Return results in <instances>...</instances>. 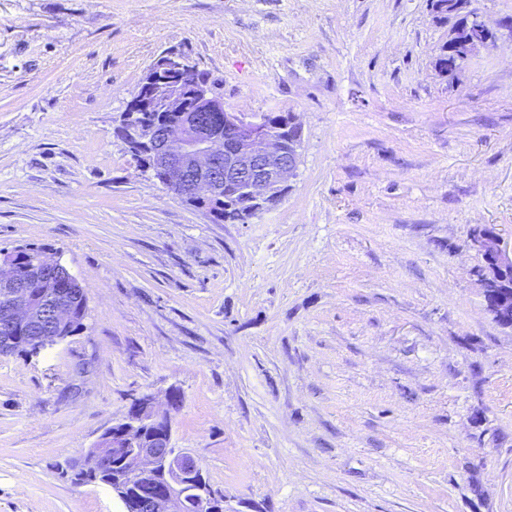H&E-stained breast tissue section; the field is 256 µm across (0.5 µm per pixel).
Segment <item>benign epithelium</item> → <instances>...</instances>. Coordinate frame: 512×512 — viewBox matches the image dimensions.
I'll use <instances>...</instances> for the list:
<instances>
[{
	"label": "benign epithelium",
	"instance_id": "7a95c632",
	"mask_svg": "<svg viewBox=\"0 0 512 512\" xmlns=\"http://www.w3.org/2000/svg\"><path fill=\"white\" fill-rule=\"evenodd\" d=\"M454 35L439 63L442 69L448 63L462 64L494 39V32L477 19ZM189 74L184 57L173 52L160 56L147 71L138 95L120 119L132 152L147 158L146 167L156 179L202 205L223 199L224 190L232 186L245 212L255 215L272 209L300 163L302 129L296 115L273 126L265 113L231 112L208 84L190 79ZM219 126L224 128L222 136L216 133ZM472 242L491 268L512 270V250L503 246L497 231L480 227ZM32 271L42 287H56L54 260L42 259ZM0 289L10 296L4 309L6 323L42 327L31 355L66 340L57 331L73 315L70 304L54 296L33 305L30 289L9 263L0 266ZM483 297L493 318L512 327V289L497 284L483 289ZM175 396L176 391L169 392L163 406L153 396H143L112 424V440L122 442L128 451L127 485L112 486V495L123 503L126 487L149 481L150 494L140 505L147 512H211L213 495L207 487L199 489L194 502L185 499L195 484L198 464L193 455L173 444Z\"/></svg>",
	"mask_w": 512,
	"mask_h": 512
}]
</instances>
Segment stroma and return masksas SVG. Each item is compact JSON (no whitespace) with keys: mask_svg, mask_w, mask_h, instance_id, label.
I'll list each match as a JSON object with an SVG mask.
<instances>
[{"mask_svg":"<svg viewBox=\"0 0 512 512\" xmlns=\"http://www.w3.org/2000/svg\"><path fill=\"white\" fill-rule=\"evenodd\" d=\"M0 0V249L47 245L84 329L0 357V512H122L73 486L146 394L224 512H512V0ZM478 16L497 39L438 59ZM175 52L233 112H296L282 201L215 223L116 128ZM472 242L487 260L491 269H511L506 272H494V279L512 283V248L508 251L503 246L499 233L496 230H486L480 227L474 232ZM487 273L488 270L481 274L480 279L486 309L497 322L508 323V327H512V289L503 288L500 284L485 288L484 279Z\"/></svg>","mask_w":512,"mask_h":512,"instance_id":"1","label":"stroma"}]
</instances>
